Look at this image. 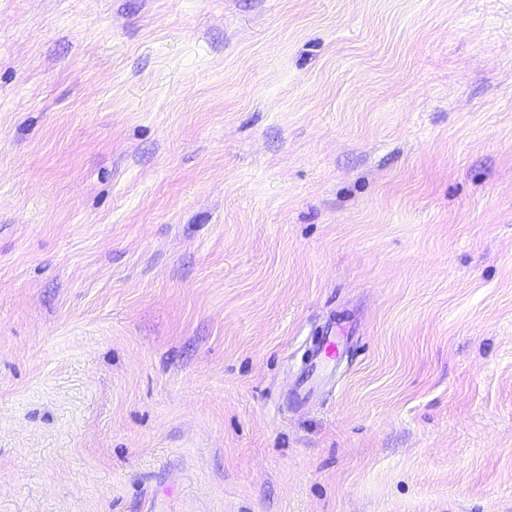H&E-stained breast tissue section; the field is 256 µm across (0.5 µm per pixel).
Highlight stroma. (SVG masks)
Instances as JSON below:
<instances>
[{
	"mask_svg": "<svg viewBox=\"0 0 512 512\" xmlns=\"http://www.w3.org/2000/svg\"><path fill=\"white\" fill-rule=\"evenodd\" d=\"M0 512H512V0H0Z\"/></svg>",
	"mask_w": 512,
	"mask_h": 512,
	"instance_id": "stroma-1",
	"label": "stroma"
}]
</instances>
